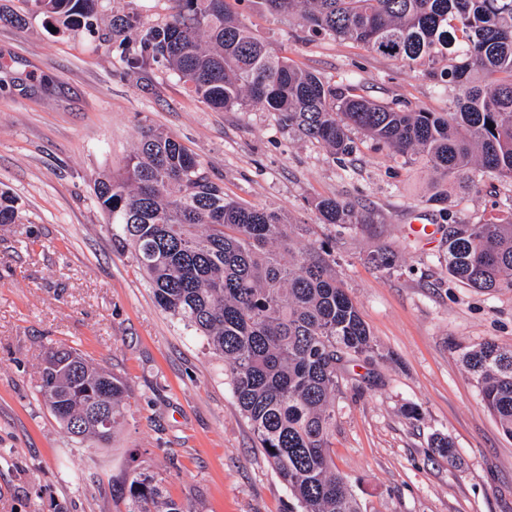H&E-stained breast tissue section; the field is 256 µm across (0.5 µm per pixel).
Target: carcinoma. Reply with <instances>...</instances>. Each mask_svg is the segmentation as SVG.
<instances>
[{
	"label": "carcinoma",
	"mask_w": 512,
	"mask_h": 512,
	"mask_svg": "<svg viewBox=\"0 0 512 512\" xmlns=\"http://www.w3.org/2000/svg\"><path fill=\"white\" fill-rule=\"evenodd\" d=\"M63 26L97 28L98 0H31ZM164 24L136 12L112 16L123 69L164 65L216 110L259 104L301 137L335 155L356 131L438 176L429 202L448 203V185H477L494 174L512 180V0H252L287 15L301 32L348 40L453 84L446 112L401 109L347 89L259 39L227 0H171ZM135 38H130V35ZM112 235L134 247L154 298L224 358L236 402L258 445L288 486L299 512H362L329 453L341 365L370 360L374 341L336 279V241L295 248L304 225L270 208L224 197L204 163L169 133L140 132L126 171L95 188ZM508 216L451 224L448 274L481 291L512 290V197ZM322 223L355 229L372 223L342 200L315 202ZM17 199L0 190V224L18 217ZM389 270L395 255L370 256ZM461 362L487 409L512 437V347L486 340ZM40 394L76 442L103 447L125 417V387L72 347L50 348ZM104 409L111 425L100 431ZM432 448L456 463L452 443ZM129 512H186L162 497L153 478L132 471L117 489Z\"/></svg>",
	"instance_id": "carcinoma-1"
}]
</instances>
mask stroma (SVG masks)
<instances>
[{
	"mask_svg": "<svg viewBox=\"0 0 512 512\" xmlns=\"http://www.w3.org/2000/svg\"><path fill=\"white\" fill-rule=\"evenodd\" d=\"M170 0H100L99 34L50 31L26 0H0V188L20 217L0 225V512H127L114 488L154 478L185 512H290L295 502L258 446L224 376V360L156 303L134 251L112 235L94 187L123 172L142 129L174 135L226 197L305 224L306 246L336 241V273L381 354L350 363L329 451L363 512H512V437L484 405L462 348L512 347V291L486 294L448 275L452 224L493 215L512 181L484 175L448 211L428 201L435 175L373 141L335 158L273 113L212 109L157 64L123 71L113 14L157 24ZM247 25L295 66L392 106L447 111L455 94L363 46L300 37L289 17L240 5ZM371 213L337 233L320 198ZM431 224L433 235L413 228ZM384 246L394 268L374 270ZM69 345L120 378L123 425L106 448L75 444L39 393L50 346ZM418 407L410 418L408 407ZM448 436L456 465L433 456Z\"/></svg>",
	"mask_w": 512,
	"mask_h": 512,
	"instance_id": "1",
	"label": "stroma"
}]
</instances>
